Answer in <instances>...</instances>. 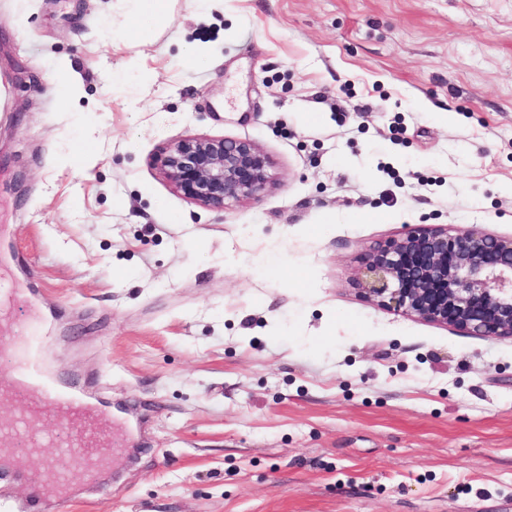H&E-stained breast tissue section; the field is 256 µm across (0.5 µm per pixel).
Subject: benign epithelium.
Returning <instances> with one entry per match:
<instances>
[{"mask_svg":"<svg viewBox=\"0 0 512 512\" xmlns=\"http://www.w3.org/2000/svg\"><path fill=\"white\" fill-rule=\"evenodd\" d=\"M184 197L224 210L270 184V157L246 139L186 136L159 158ZM358 285L378 305L477 336L512 338V235L413 228L365 254Z\"/></svg>","mask_w":512,"mask_h":512,"instance_id":"benign-epithelium-1","label":"benign epithelium"}]
</instances>
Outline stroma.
<instances>
[{"mask_svg":"<svg viewBox=\"0 0 512 512\" xmlns=\"http://www.w3.org/2000/svg\"><path fill=\"white\" fill-rule=\"evenodd\" d=\"M0 0V261L118 463L0 512H512V339L363 297L407 228L512 234V0ZM68 80L73 104L53 86ZM248 139L216 211L153 163ZM134 4L133 15L138 23H152L163 17L169 0H128Z\"/></svg>","mask_w":512,"mask_h":512,"instance_id":"obj_1","label":"stroma"}]
</instances>
